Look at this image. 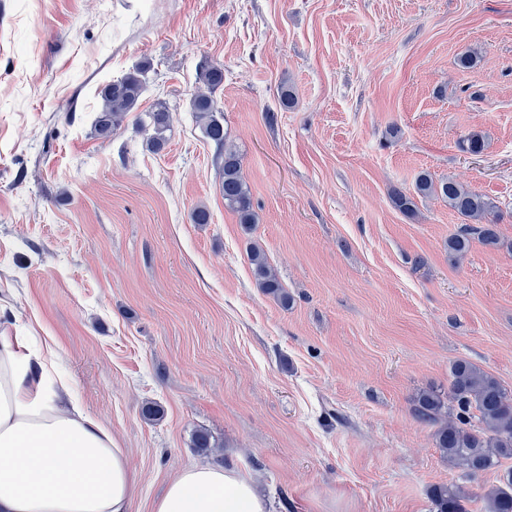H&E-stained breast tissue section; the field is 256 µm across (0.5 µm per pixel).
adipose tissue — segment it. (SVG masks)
<instances>
[{"instance_id": "1", "label": "adipose tissue", "mask_w": 512, "mask_h": 512, "mask_svg": "<svg viewBox=\"0 0 512 512\" xmlns=\"http://www.w3.org/2000/svg\"><path fill=\"white\" fill-rule=\"evenodd\" d=\"M0 304V512H131L125 449L73 398L53 344ZM152 512H267L253 480L209 464L183 469Z\"/></svg>"}]
</instances>
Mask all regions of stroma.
<instances>
[{"instance_id": "stroma-1", "label": "stroma", "mask_w": 512, "mask_h": 512, "mask_svg": "<svg viewBox=\"0 0 512 512\" xmlns=\"http://www.w3.org/2000/svg\"><path fill=\"white\" fill-rule=\"evenodd\" d=\"M145 59L158 153L140 112L92 132L99 87ZM205 59L249 232L190 110ZM423 172L494 199L499 247L451 259L445 200L400 212ZM0 299L126 449L133 512L195 464L258 479L270 512H432L457 473L418 394L459 359L512 392V0H0ZM248 256L251 264L254 265V274L259 288L263 292L276 297L282 305L287 306L290 302L288 291L267 265L266 255L262 247L255 243L250 244Z\"/></svg>"}]
</instances>
